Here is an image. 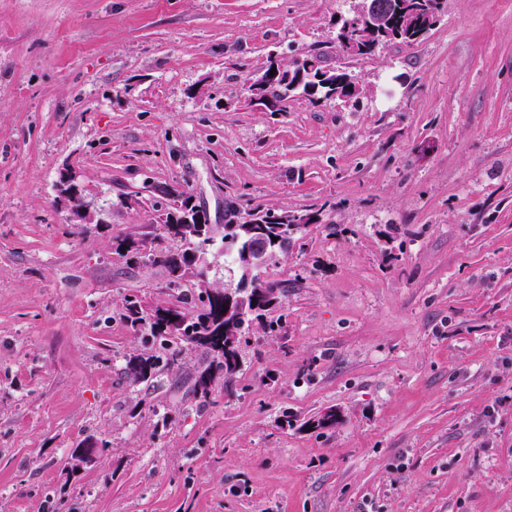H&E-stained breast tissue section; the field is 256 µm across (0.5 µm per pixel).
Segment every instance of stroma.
I'll return each instance as SVG.
<instances>
[{
    "mask_svg": "<svg viewBox=\"0 0 512 512\" xmlns=\"http://www.w3.org/2000/svg\"><path fill=\"white\" fill-rule=\"evenodd\" d=\"M354 6L0 0V512H512V0H446L367 57L336 51ZM313 48L360 107L251 105L270 54ZM168 188L217 239L230 201L324 208L213 407L202 349L151 387L125 369L149 347L124 296L183 304L115 251ZM72 172L66 170L62 173L61 183L58 184V193L61 201L67 202L74 224H92L89 214L81 204V194L77 188L66 190L73 181Z\"/></svg>",
    "mask_w": 512,
    "mask_h": 512,
    "instance_id": "stroma-1",
    "label": "stroma"
}]
</instances>
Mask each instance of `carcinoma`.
Instances as JSON below:
<instances>
[{
	"instance_id": "obj_1",
	"label": "carcinoma",
	"mask_w": 512,
	"mask_h": 512,
	"mask_svg": "<svg viewBox=\"0 0 512 512\" xmlns=\"http://www.w3.org/2000/svg\"><path fill=\"white\" fill-rule=\"evenodd\" d=\"M392 13V26L376 35H365L366 25L353 14L341 21L337 39L339 46L357 47L356 54L368 56L390 43L411 44L423 39L440 20L444 13L445 0H384ZM324 57L321 52H311L294 59L291 63L279 64L280 77L265 88H258V95L267 99L268 112H284L287 109L290 94L302 90L304 94L316 100L343 99L356 93V83L352 73L343 66L336 71L323 74L318 78V69L311 67V61ZM194 211L190 198L181 197L180 204L166 214L161 224L153 226L155 238L160 241H172L181 244L178 252L157 249L146 258L161 265L166 271V288L177 290L188 283L208 282L204 271L198 270L204 247L197 241L181 237L178 221L188 212ZM234 211L247 215L252 225L265 231L268 245L265 265H270L298 241L297 234L309 224L319 220V210L312 207L302 211H282L266 208L260 204H235ZM251 238L242 236L237 239L223 236L221 250L230 262L224 264L228 273L240 271L243 253L249 248ZM144 237L126 234L117 239L115 251L121 256H139ZM122 318L133 328L142 341L156 344L162 353L133 355L126 362V373L135 382H150L162 371L170 370L180 364L183 350L187 346L205 349L210 355L209 363L198 371L194 382V394L200 403H216L219 397L218 385L227 384L242 372L243 357L241 340H229L220 333L224 327L223 307L209 305L197 311L170 308L162 305H147L137 295L124 297Z\"/></svg>"
}]
</instances>
